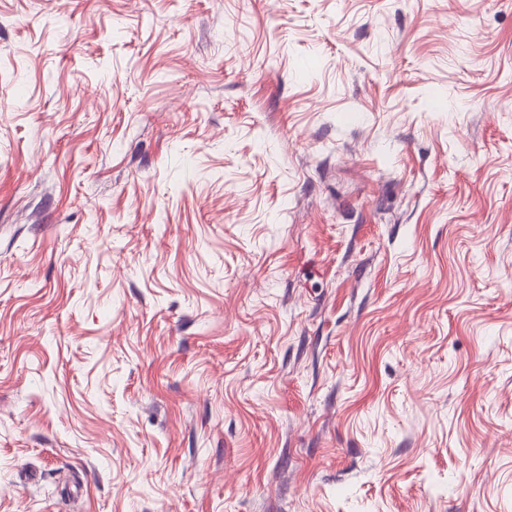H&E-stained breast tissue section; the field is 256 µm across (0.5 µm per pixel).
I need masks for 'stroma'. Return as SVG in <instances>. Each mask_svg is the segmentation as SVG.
Wrapping results in <instances>:
<instances>
[{"instance_id":"1","label":"stroma","mask_w":512,"mask_h":512,"mask_svg":"<svg viewBox=\"0 0 512 512\" xmlns=\"http://www.w3.org/2000/svg\"><path fill=\"white\" fill-rule=\"evenodd\" d=\"M0 512H512V0H0Z\"/></svg>"}]
</instances>
